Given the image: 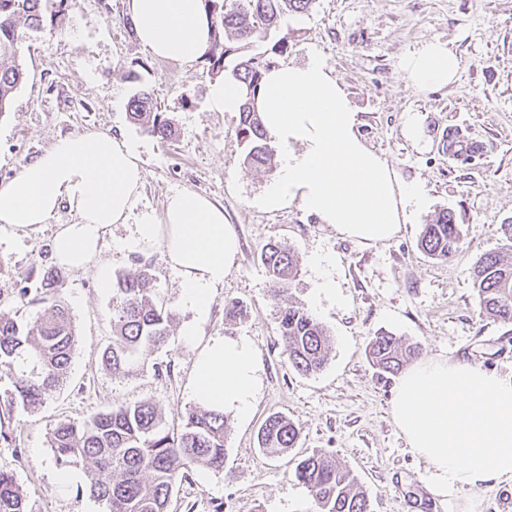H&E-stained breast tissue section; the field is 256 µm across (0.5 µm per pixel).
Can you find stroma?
Returning <instances> with one entry per match:
<instances>
[{"label": "stroma", "instance_id": "obj_1", "mask_svg": "<svg viewBox=\"0 0 512 512\" xmlns=\"http://www.w3.org/2000/svg\"><path fill=\"white\" fill-rule=\"evenodd\" d=\"M125 0H73L30 33L18 61L26 71L0 113V182L13 178L55 140L90 130L138 141L145 187L139 209L161 211L168 195L194 191L223 205L240 240V255L215 288L199 333L181 328L193 314L162 245L118 249L134 223L112 225L99 263L86 271L60 269L56 289H37L42 268L55 265L57 225L75 216L60 209L47 224L16 233L0 224V313L29 324L47 316L54 301L68 308L77 333L66 380L35 411L9 407L12 374L0 367V469L13 474L28 512H106L89 491L85 468L63 481L49 435L58 422L80 421L112 407L147 401L167 430L183 429L195 364L211 339L246 338L260 370L251 413L228 415L224 468H193L174 487L170 512H314L307 488L294 477L301 456L336 455L369 496L372 512H504L511 483H485L465 500L441 501L428 489L427 465L407 446L390 415L396 377L378 375L367 359L369 340L391 333L420 346L424 357L465 360L512 379V324L480 316L473 288L475 262L500 251V227L512 224V0H314L308 11L285 13L267 39L247 56L286 39L275 64L320 56L344 88L360 119V134L400 178L421 185L427 202L389 241L363 244L340 236L299 205L266 212L254 199L278 176V164H246L236 129L239 115L211 108L214 78L204 58L177 62L155 57L129 26ZM437 39L460 61L458 82L420 92L399 69L403 55ZM149 89L175 135L170 142L140 131L128 117L138 89ZM421 117L424 141L403 133L407 113ZM455 127L483 142L484 151L458 158L442 150L441 130ZM451 211L463 239L455 256L434 260L417 241L441 209ZM281 242L300 257L299 275L281 296L261 262L267 243ZM317 257L326 265L314 266ZM147 270L156 301L171 317L166 343L130 375L101 363L112 341V290L117 276ZM336 284L335 298L318 295L321 277ZM236 302L243 315L224 318ZM295 304L310 310L331 336L325 368L294 371L278 342L277 311ZM300 429L296 448L271 457L257 434L270 414Z\"/></svg>", "mask_w": 512, "mask_h": 512}]
</instances>
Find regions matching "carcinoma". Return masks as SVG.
<instances>
[{
    "label": "carcinoma",
    "instance_id": "cac0c4a2",
    "mask_svg": "<svg viewBox=\"0 0 512 512\" xmlns=\"http://www.w3.org/2000/svg\"><path fill=\"white\" fill-rule=\"evenodd\" d=\"M45 0H0V113L10 105L24 79L18 53L30 32L40 29ZM214 28L203 53L214 76L229 74L242 94L237 136L246 145L250 166L271 164L275 148L263 129L253 103L271 61L241 57L232 69L226 60L255 39H264L286 11L305 12L313 0H202ZM130 121L162 141L174 134L171 122L157 111L151 93L139 90L129 102ZM460 226L448 211L424 225L418 248L433 259L446 260L458 251ZM261 261L279 287L296 277L298 256L287 246L270 243ZM474 289L480 314L512 323V262L498 253L482 256L474 268ZM112 343L102 363L112 372L134 373L146 352L168 336L169 316L154 300L150 277L142 270L116 278L112 289ZM278 340L288 363L302 375L321 371L328 360L330 336L309 310L290 304L280 308ZM77 344L68 309L60 302L49 316L21 326L0 315V366H20L14 376L8 406L25 410L42 405L45 396L67 377ZM419 348L382 333L368 344V357L379 374H395L417 357ZM184 429L169 432L161 413L149 402H136L99 412L81 422L61 421L50 436V448L62 468L83 466L90 491L106 501L108 512H168L173 488L197 465L224 469V413L203 407L182 413ZM297 426L273 414L258 432L259 447L278 456L296 446ZM295 477L309 490L315 512H371L370 499L354 474L334 456L312 454L301 459ZM0 512H28L24 494L12 474L0 470Z\"/></svg>",
    "mask_w": 512,
    "mask_h": 512
}]
</instances>
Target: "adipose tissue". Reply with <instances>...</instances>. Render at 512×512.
<instances>
[{
    "label": "adipose tissue",
    "instance_id": "obj_1",
    "mask_svg": "<svg viewBox=\"0 0 512 512\" xmlns=\"http://www.w3.org/2000/svg\"><path fill=\"white\" fill-rule=\"evenodd\" d=\"M127 9L140 44L155 56L189 62L210 44L202 0H127ZM400 69L410 85L427 91L455 83L459 62L447 43L430 40L406 53ZM256 108L280 154V173L257 201L261 209L296 204L342 237L373 243L394 238L425 206L420 185L399 179L366 146L357 112L319 56L272 67ZM144 179L136 141L102 132L63 137L0 183V223L26 232L69 208L77 220L59 225L52 248L60 265L84 270L97 262L111 226L136 216L124 249L162 243L186 305L206 314L213 290L237 262V235L222 206L192 191L169 195L162 213L137 211ZM257 372L248 340L212 339L196 363L191 395L201 407L247 416ZM391 416L426 462L428 488L440 500L491 480L512 482V381L496 371L461 360L419 359L395 386Z\"/></svg>",
    "mask_w": 512,
    "mask_h": 512
}]
</instances>
